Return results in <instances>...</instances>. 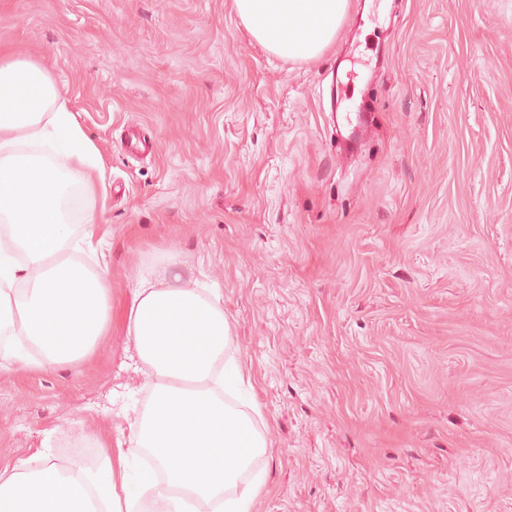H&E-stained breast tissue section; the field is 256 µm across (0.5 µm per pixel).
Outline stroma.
I'll return each instance as SVG.
<instances>
[{
  "label": "stroma",
  "mask_w": 512,
  "mask_h": 512,
  "mask_svg": "<svg viewBox=\"0 0 512 512\" xmlns=\"http://www.w3.org/2000/svg\"><path fill=\"white\" fill-rule=\"evenodd\" d=\"M0 48L102 156L112 287L91 361L0 373V469L102 464L148 398L124 306L171 253L221 289L262 409L255 512H512V0H352L309 64L231 0H0ZM343 104L373 118L347 155Z\"/></svg>",
  "instance_id": "1"
}]
</instances>
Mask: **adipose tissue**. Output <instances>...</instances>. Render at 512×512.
Masks as SVG:
<instances>
[{
    "label": "adipose tissue",
    "instance_id": "adipose-tissue-1",
    "mask_svg": "<svg viewBox=\"0 0 512 512\" xmlns=\"http://www.w3.org/2000/svg\"><path fill=\"white\" fill-rule=\"evenodd\" d=\"M351 0H233L251 38L268 53L299 62L336 42ZM105 169L93 141L61 95L50 67L0 53V370L75 365L112 329L106 277L72 259L98 250L93 233L73 239L70 225H95ZM125 331L149 400L129 423L122 446L97 469L57 465L0 470V512H253L264 489L255 461L268 442L261 409L234 403L245 383L230 352L231 327L219 289L184 281L167 257L133 289ZM145 451L158 470L129 474Z\"/></svg>",
    "mask_w": 512,
    "mask_h": 512
}]
</instances>
